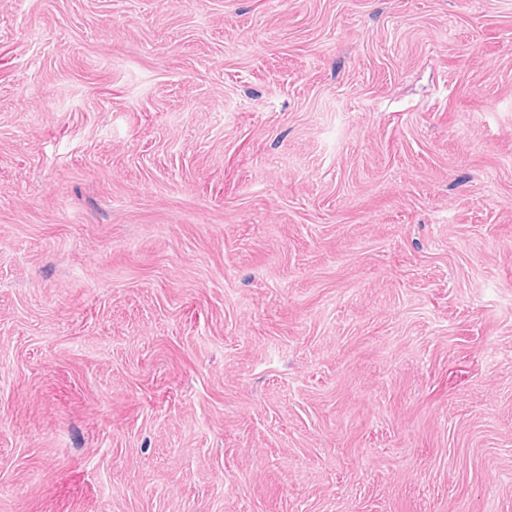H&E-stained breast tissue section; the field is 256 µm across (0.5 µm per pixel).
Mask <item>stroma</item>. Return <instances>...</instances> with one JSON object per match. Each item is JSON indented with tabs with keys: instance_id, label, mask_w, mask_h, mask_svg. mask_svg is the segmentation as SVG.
<instances>
[{
	"instance_id": "35a3bbf8",
	"label": "stroma",
	"mask_w": 512,
	"mask_h": 512,
	"mask_svg": "<svg viewBox=\"0 0 512 512\" xmlns=\"http://www.w3.org/2000/svg\"><path fill=\"white\" fill-rule=\"evenodd\" d=\"M0 512H512V0H0Z\"/></svg>"
}]
</instances>
